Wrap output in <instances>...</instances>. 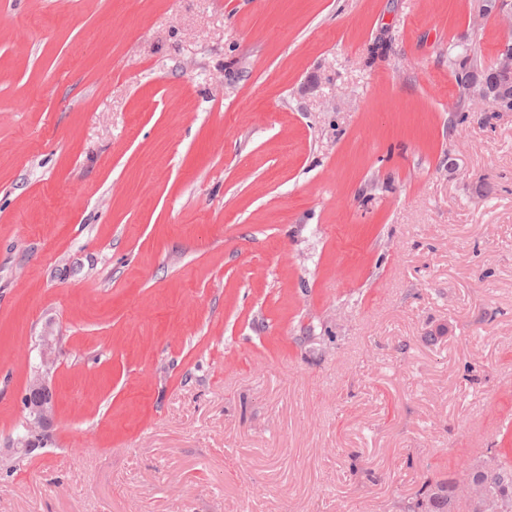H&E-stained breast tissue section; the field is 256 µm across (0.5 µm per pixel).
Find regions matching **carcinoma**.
<instances>
[{
	"instance_id": "1",
	"label": "carcinoma",
	"mask_w": 512,
	"mask_h": 512,
	"mask_svg": "<svg viewBox=\"0 0 512 512\" xmlns=\"http://www.w3.org/2000/svg\"><path fill=\"white\" fill-rule=\"evenodd\" d=\"M491 64L485 63L482 55L464 41L448 48V69L462 88L459 111H467L471 99L467 89L473 81H484L489 76ZM469 481L473 492L461 497L453 485L437 481L426 487L412 502L407 512H477L475 501L491 504V512H512V465L507 461L491 460L485 464L469 467Z\"/></svg>"
}]
</instances>
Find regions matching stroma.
Here are the masks:
<instances>
[{"label": "stroma", "mask_w": 512, "mask_h": 512, "mask_svg": "<svg viewBox=\"0 0 512 512\" xmlns=\"http://www.w3.org/2000/svg\"><path fill=\"white\" fill-rule=\"evenodd\" d=\"M482 4L0 0V512H404L512 448ZM458 51H454L455 48ZM492 62L486 64L481 53L472 47H469L464 41L449 47L448 49V69L451 70L456 78L457 84L462 88L460 95L459 112H466L471 99L468 96L467 89L470 90V84L473 81H484L491 77V83L495 90L499 91L496 95V107L499 111L509 112L512 107V97L508 90L512 86V38H505L500 42L494 65ZM43 348L41 352V370L33 375L28 383L22 397L23 404L27 398L30 410L31 421L29 424L32 434L40 435L42 428L52 424L54 419L53 391L48 384L47 376L56 363V354L53 351L49 336L43 338ZM36 400V404H33Z\"/></svg>", "instance_id": "35a3bbf8"}]
</instances>
